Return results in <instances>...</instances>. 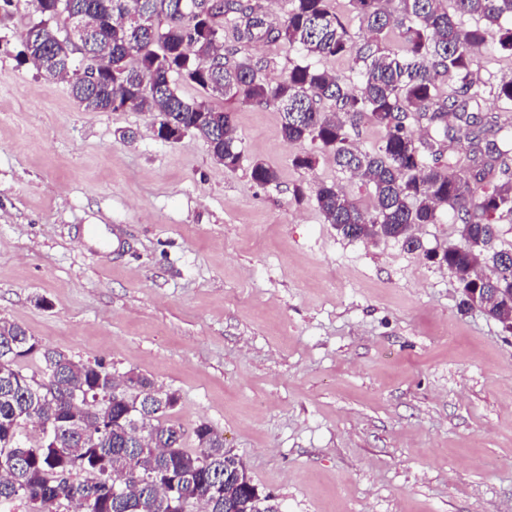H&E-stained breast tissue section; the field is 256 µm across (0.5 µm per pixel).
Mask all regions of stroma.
<instances>
[{
  "label": "stroma",
  "mask_w": 512,
  "mask_h": 512,
  "mask_svg": "<svg viewBox=\"0 0 512 512\" xmlns=\"http://www.w3.org/2000/svg\"><path fill=\"white\" fill-rule=\"evenodd\" d=\"M32 18L0 8V318L175 392L185 449L211 425L280 512H512V333L426 259L459 242L452 215L415 252L344 237L317 186L364 209L370 188L276 108L213 98L242 154L225 170L148 113L84 111L26 60Z\"/></svg>",
  "instance_id": "stroma-1"
}]
</instances>
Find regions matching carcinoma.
Returning <instances> with one entry per match:
<instances>
[{
    "instance_id": "cac0c4a2",
    "label": "carcinoma",
    "mask_w": 512,
    "mask_h": 512,
    "mask_svg": "<svg viewBox=\"0 0 512 512\" xmlns=\"http://www.w3.org/2000/svg\"><path fill=\"white\" fill-rule=\"evenodd\" d=\"M38 21L22 34L27 55L50 79L68 83L87 112L134 109L169 121L203 139L224 169L241 161L232 117L205 100L188 101L177 80L210 96L240 97L282 113L288 142L309 139L336 166L373 189L364 210L341 188L321 184L315 202L328 224L354 239L391 238L409 251L422 249L413 226L435 224L444 210L460 224V242L443 251L458 287L480 278L482 288L512 286V249L489 250L498 224L512 221V121L483 111L485 94L512 104V75L495 83L474 76L473 53L497 28L495 48L512 55V0H349L372 37L354 42L328 0H289L287 15L270 18L255 0H28ZM478 17L463 29L456 16ZM92 20L83 47L112 64V78L91 79L74 64L58 19ZM401 51L383 43L389 34ZM263 41L296 49L303 59L273 79L240 55ZM311 57H345L360 86ZM453 117L456 123L448 122ZM426 123L424 139L409 118ZM369 122L384 129L372 152L354 145L351 131ZM465 143L471 178L452 170ZM251 178L274 183L277 171L253 162ZM488 316L501 320L511 306L487 294ZM44 360L52 394L17 363ZM111 371L45 349L20 325L0 318V512L20 498L32 512H225L237 494L241 459L206 423L194 429L197 450L183 449L184 431L159 417L177 396L136 375L127 403L108 399Z\"/></svg>"
}]
</instances>
